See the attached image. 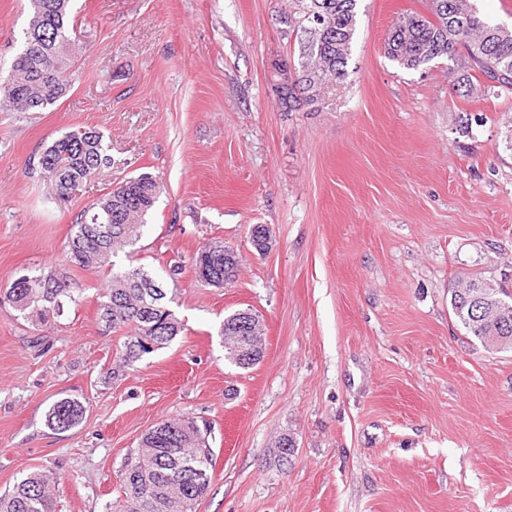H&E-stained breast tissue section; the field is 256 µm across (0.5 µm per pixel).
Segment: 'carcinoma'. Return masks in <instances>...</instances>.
<instances>
[{
  "label": "carcinoma",
  "mask_w": 512,
  "mask_h": 512,
  "mask_svg": "<svg viewBox=\"0 0 512 512\" xmlns=\"http://www.w3.org/2000/svg\"><path fill=\"white\" fill-rule=\"evenodd\" d=\"M31 15L20 49L7 73H0V107L16 112H40L68 91L71 61L69 36L70 0H29ZM357 0H308L299 22H308L309 39L296 82L283 86V100L300 92L314 101L323 84L345 76V67L356 32ZM464 49L463 67L475 73L466 95L477 85L512 94V30L482 18L471 0H433L432 18L409 14L393 26L386 44L388 58L414 69L457 49ZM41 168L55 176L59 195L69 194L96 171L112 164L96 131H72L55 140L42 153ZM161 184L142 174L84 208L68 240L67 257L82 269H99L109 258L132 247L142 236L145 216L153 208ZM94 224L112 225V236L101 240L89 231ZM237 258L232 251L213 257L201 248L195 257V273L212 286L222 287L235 276ZM30 274L13 280L0 293L19 315L42 324L57 313L61 303L75 302L77 283L64 275L47 280ZM165 286L163 277L143 268L109 270V285L98 306L99 323L107 330L129 329L124 343L123 365L134 363L152 350L161 349L181 330L166 304L167 295L156 298L151 310L144 307L147 283ZM455 319L469 335L490 349L512 347V294L487 288L485 281L467 278L451 292ZM154 348H149V345ZM84 405L64 398L52 404L48 426L59 422L79 424ZM213 453L205 437L189 417L162 422L142 437L140 449L127 458L123 469L122 499L115 512H189L204 497L209 485L197 482L199 471L212 470ZM50 477L26 474L11 490L0 495V512H56Z\"/></svg>",
  "instance_id": "carcinoma-1"
}]
</instances>
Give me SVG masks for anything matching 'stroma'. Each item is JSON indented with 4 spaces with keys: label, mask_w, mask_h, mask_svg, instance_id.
Returning <instances> with one entry per match:
<instances>
[{
    "label": "stroma",
    "mask_w": 512,
    "mask_h": 512,
    "mask_svg": "<svg viewBox=\"0 0 512 512\" xmlns=\"http://www.w3.org/2000/svg\"><path fill=\"white\" fill-rule=\"evenodd\" d=\"M431 8L357 0L345 77L289 111L279 88L308 39L294 0H72L68 92L0 110V288L34 272L80 288L37 328L0 306V493L38 471L57 512H111L141 436L188 416L214 453L195 512H512V348H483L449 304L464 276L512 292V97L463 96L456 56H386L395 21ZM27 24V0H0V68ZM77 130L100 132L112 165L62 197L39 158ZM143 173L163 191L113 262L181 266L166 286L182 329L119 373L107 273L66 244L85 206ZM211 241L239 261L221 288L193 266ZM245 309L266 353L243 370L221 327ZM63 398L86 412L54 431ZM84 414V405L75 399L64 398L52 404L47 414V423L52 430H60L59 422H66V430L79 424Z\"/></svg>",
    "instance_id": "1"
}]
</instances>
